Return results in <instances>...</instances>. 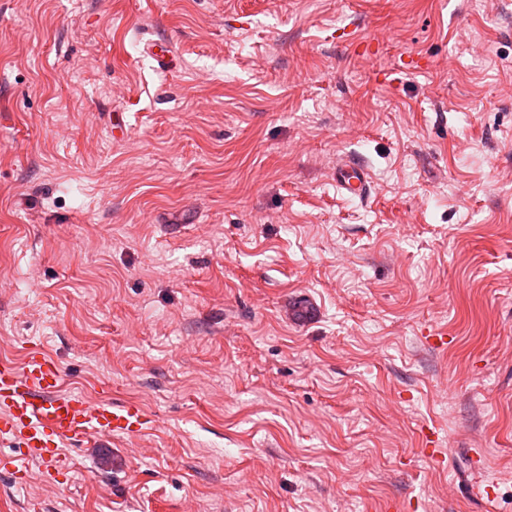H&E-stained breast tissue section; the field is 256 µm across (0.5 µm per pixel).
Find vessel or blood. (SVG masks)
Here are the masks:
<instances>
[{"mask_svg": "<svg viewBox=\"0 0 512 512\" xmlns=\"http://www.w3.org/2000/svg\"><path fill=\"white\" fill-rule=\"evenodd\" d=\"M336 186L361 198L372 191L367 169L354 159L337 168ZM155 425L154 415L139 402L92 401L85 394L64 390L60 364L44 352H28L20 363L0 357V440L18 442L23 449L21 464L36 463L43 477L67 467L65 447L116 438L135 440ZM471 465L477 478L467 485V493L491 503L492 487L482 478L483 455L473 453Z\"/></svg>", "mask_w": 512, "mask_h": 512, "instance_id": "obj_1", "label": "vessel or blood"}]
</instances>
